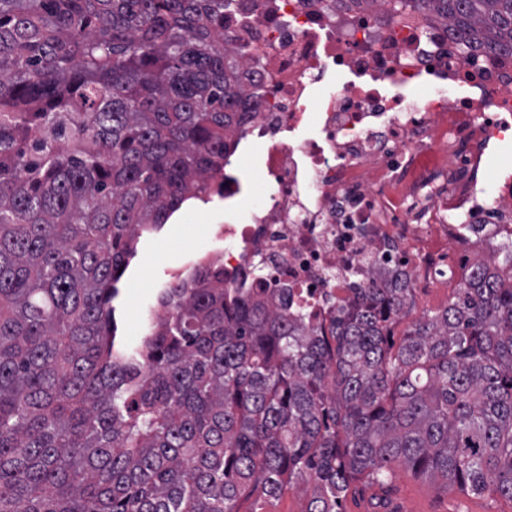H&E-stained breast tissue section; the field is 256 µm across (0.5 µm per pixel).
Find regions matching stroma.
<instances>
[{
    "label": "stroma",
    "instance_id": "1",
    "mask_svg": "<svg viewBox=\"0 0 512 512\" xmlns=\"http://www.w3.org/2000/svg\"><path fill=\"white\" fill-rule=\"evenodd\" d=\"M229 216L242 224L250 217L241 207L225 210L221 200L197 204L181 210L169 224L151 236L141 239L137 255L121 285L120 315L123 332L129 342H137L145 311L160 288L169 281L168 272L188 266L191 257L203 256L219 249L211 233L215 218ZM447 294L441 288L415 290L410 308L390 327V343L400 345L423 312L446 306ZM396 491L391 506L395 512H412L416 504H424L426 512H512V500L505 497L468 496L455 501L453 496H437L428 481L414 478L403 468L395 470Z\"/></svg>",
    "mask_w": 512,
    "mask_h": 512
}]
</instances>
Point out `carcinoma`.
Masks as SVG:
<instances>
[{
    "instance_id": "1",
    "label": "carcinoma",
    "mask_w": 512,
    "mask_h": 512,
    "mask_svg": "<svg viewBox=\"0 0 512 512\" xmlns=\"http://www.w3.org/2000/svg\"><path fill=\"white\" fill-rule=\"evenodd\" d=\"M370 2L512 56V0ZM226 6L0 0V512H256L294 488L302 512H389L397 466L512 499V244L395 351L407 277L310 324L214 258L138 346L119 334L139 239L213 196L241 132Z\"/></svg>"
}]
</instances>
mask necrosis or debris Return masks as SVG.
I'll return each mask as SVG.
<instances>
[{
  "label": "necrosis or debris",
  "mask_w": 512,
  "mask_h": 512,
  "mask_svg": "<svg viewBox=\"0 0 512 512\" xmlns=\"http://www.w3.org/2000/svg\"><path fill=\"white\" fill-rule=\"evenodd\" d=\"M224 33L251 108L216 181L228 201L266 197L213 227L227 287L290 288L322 321L403 274L455 293L512 241V173L481 189L512 140L511 57L464 61L443 25L356 0H231Z\"/></svg>",
  "instance_id": "4bbe7bcc"
}]
</instances>
